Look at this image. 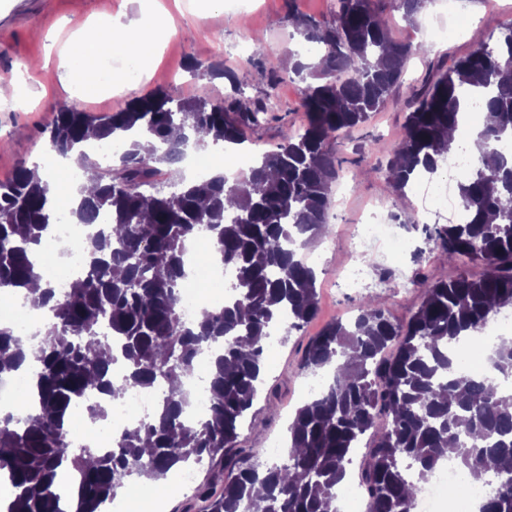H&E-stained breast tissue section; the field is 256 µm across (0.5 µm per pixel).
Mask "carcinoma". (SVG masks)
<instances>
[{
    "instance_id": "obj_1",
    "label": "carcinoma",
    "mask_w": 512,
    "mask_h": 512,
    "mask_svg": "<svg viewBox=\"0 0 512 512\" xmlns=\"http://www.w3.org/2000/svg\"><path fill=\"white\" fill-rule=\"evenodd\" d=\"M426 0H397L412 23ZM330 23L288 14L306 41L322 47L313 63L295 64L304 84L306 124L283 136L232 185L222 175L179 180L170 194L149 190L161 167H178L191 147L242 145L245 130L275 118L270 104L243 96L179 97L157 88L105 115L64 106L47 126V146L75 157L93 174L94 187L69 208L78 224L98 215L110 224L84 242L85 275L60 294L43 291L48 323L32 347L36 408L0 414V476L10 487L6 512H104L135 477L166 478L173 467L207 458L224 463V488L210 512H250L256 485L263 512H328L349 475L355 446L367 434L360 482L367 512H409L427 472L455 448L471 471L495 463L493 489L480 512H512V392L496 390L484 375L460 372L450 344L481 342L490 318L512 308V157L499 141L512 135V25L498 45H478L452 66L438 68L416 96L402 138L386 148L387 176L405 192L436 173V157L458 149L461 113L481 102L485 121L476 144L479 163L459 184L464 224L437 231L436 246L462 268L448 281H419L422 301L403 327L371 299L347 321L327 324L308 343L299 369L327 373L328 388L295 411L281 460L261 465L236 448L246 414L262 392L264 344L283 319L292 331L318 313L316 275L303 257L332 232V185L339 177L341 133L368 121L397 86L413 50L388 35L374 0H336ZM151 137L143 153L125 133ZM121 145L113 167H100L85 150L89 137ZM56 191L22 164L0 181V291H18L40 279L34 251L55 223ZM233 214L226 221L227 214ZM206 232L214 253L234 272L233 296L220 309L202 307L187 324L180 291L187 279V243ZM14 326H0V379L27 360ZM112 349L103 360L92 345ZM220 348L209 376L211 407L200 422L186 417L184 390L199 359ZM121 361V379L110 365ZM495 374L512 378V347L491 353ZM163 381L167 393L146 419L112 439V448L76 446L67 416L87 406L106 424V401ZM101 398L91 400L89 395ZM78 475V492L62 506L60 472Z\"/></svg>"
}]
</instances>
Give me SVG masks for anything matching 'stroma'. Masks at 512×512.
Here are the masks:
<instances>
[{
  "mask_svg": "<svg viewBox=\"0 0 512 512\" xmlns=\"http://www.w3.org/2000/svg\"><path fill=\"white\" fill-rule=\"evenodd\" d=\"M336 0H22L17 12L0 9V78L13 80L16 91L0 100V180L19 164L40 162L47 150L45 128L54 112L74 105L94 114L113 112L131 97L157 87H171L184 97L230 95L240 87L252 99H270L275 121L248 131L243 152L255 158L275 150L283 135L305 121L302 84L284 75L282 56L303 49L305 42L287 21L296 14L319 22L331 21ZM469 16V27L445 40L427 41L426 51L411 56L400 85L385 106L359 128L342 135L336 146L341 176L333 186L329 222L331 234L305 250L316 274L319 312L309 324L292 331L287 343L265 350V391L274 392L277 414L258 399L241 430L239 445L258 449L268 461L271 441H284L288 422L301 405L304 375L297 366L311 336L328 322L354 316L363 298L380 304L393 322L404 323L419 305V288H404L390 279L395 268L411 278L446 280L457 265L443 260L432 235L454 223L453 210L427 211L414 191L397 192L386 173L384 148L398 142L408 105L440 65H452L479 44L495 45L502 27L512 23V0H431L420 25L451 24L455 13ZM113 18L124 24H147L149 56L128 61L121 54L102 53L112 65V82L76 72V40L94 32L98 21ZM224 43L223 57L213 53L214 38ZM263 48L261 58L240 54L241 45ZM220 63L224 75L212 78L192 72L191 63ZM138 75L128 80L126 64ZM402 227L414 249L389 255L378 248L365 250L366 264L376 271L381 287L354 292L343 286V269L352 248L358 221L373 212Z\"/></svg>",
  "mask_w": 512,
  "mask_h": 512,
  "instance_id": "1",
  "label": "stroma"
}]
</instances>
